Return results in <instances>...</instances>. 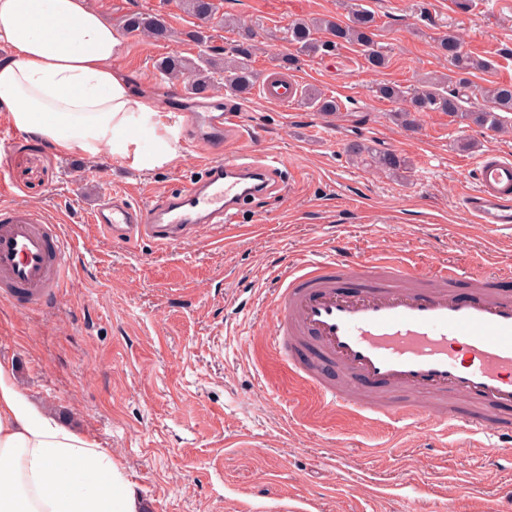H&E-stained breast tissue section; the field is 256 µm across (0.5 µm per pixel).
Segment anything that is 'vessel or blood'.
Returning <instances> with one entry per match:
<instances>
[{
    "mask_svg": "<svg viewBox=\"0 0 512 512\" xmlns=\"http://www.w3.org/2000/svg\"><path fill=\"white\" fill-rule=\"evenodd\" d=\"M294 80L273 75L263 100L288 104ZM224 155L198 179L161 202L143 206L112 194L91 219L112 236L167 247L189 229L212 243L240 222L249 199L281 188L275 160L238 151L241 115L226 106ZM467 214L495 230H512V155L479 159ZM70 270L57 225L31 210L0 204V299L23 308L47 305ZM279 360L329 406L365 417L416 425L433 415L440 431L464 429L488 438L490 466L512 464V292L484 271L435 266L422 273L403 256L366 257L341 247L332 259L284 264L268 282ZM433 402L425 410L419 397Z\"/></svg>",
    "mask_w": 512,
    "mask_h": 512,
    "instance_id": "b4317fda",
    "label": "vessel or blood"
}]
</instances>
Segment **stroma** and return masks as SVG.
<instances>
[{"mask_svg":"<svg viewBox=\"0 0 512 512\" xmlns=\"http://www.w3.org/2000/svg\"><path fill=\"white\" fill-rule=\"evenodd\" d=\"M114 26L149 9L174 35L158 41L124 35L115 67L154 96L161 112L238 107L246 148L279 156L278 195L247 202L243 229L212 248L206 239L157 249L124 243L92 223L96 203L113 192L150 204L198 176L216 155L180 132L177 157L138 171L103 155L56 154L15 130L0 147L5 200L47 215L71 247V273L46 307L16 309L0 300V363L11 365L22 394L65 424L111 449L144 512H259L285 504L296 512H512L500 495L512 470L494 472L471 437L444 444L430 426L402 428L323 405L269 348L266 284L283 263L323 260L346 246L365 256L394 253L416 267L481 264L512 291V231L471 222L463 195L480 156L512 154V135L424 112L413 129L374 97L376 83L403 87L449 68L436 40L459 35L489 67L467 92L512 82V0H365L377 16L387 68L369 69L359 47L307 57L291 76L336 98L326 116L296 98L262 101L259 88L236 95L216 83L202 97L174 96L154 62L171 52L195 57L186 38L198 22L181 0H90ZM219 12L250 27L261 46L259 76L275 71L296 19H346L344 0H219ZM473 141L471 149L462 144ZM361 141L406 157L392 177L351 162ZM469 486L460 496L461 486Z\"/></svg>","mask_w":512,"mask_h":512,"instance_id":"1","label":"stroma"}]
</instances>
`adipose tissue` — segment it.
<instances>
[{
	"mask_svg": "<svg viewBox=\"0 0 512 512\" xmlns=\"http://www.w3.org/2000/svg\"><path fill=\"white\" fill-rule=\"evenodd\" d=\"M0 103L16 129L57 153H108L145 171L175 149L142 150L139 131L172 134L154 99L112 65L122 40L88 0H0ZM111 449L28 401L0 364V512H141Z\"/></svg>",
	"mask_w": 512,
	"mask_h": 512,
	"instance_id": "ef3b65f1",
	"label": "adipose tissue"
}]
</instances>
